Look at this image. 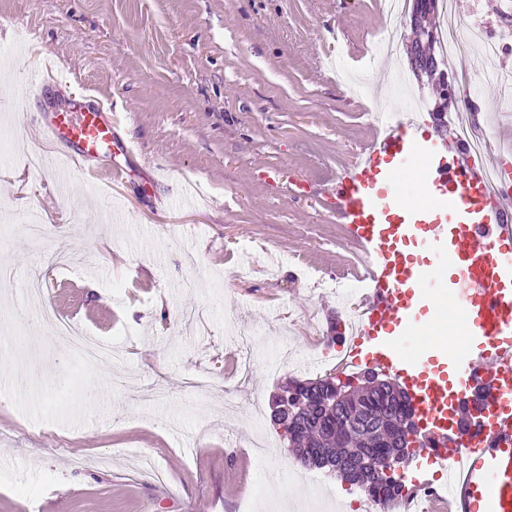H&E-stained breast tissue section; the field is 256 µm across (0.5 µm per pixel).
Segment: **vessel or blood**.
<instances>
[{"label":"vessel or blood","mask_w":512,"mask_h":512,"mask_svg":"<svg viewBox=\"0 0 512 512\" xmlns=\"http://www.w3.org/2000/svg\"><path fill=\"white\" fill-rule=\"evenodd\" d=\"M57 84L40 71L14 98L44 103L40 130L68 145V171L125 182L129 171L115 158L136 148L111 109L84 96L56 98ZM497 163L491 152L473 157L453 133L419 136L408 115L377 129L353 175L328 197L363 255L353 274L365 293L352 362L400 381L422 434L439 440L425 455L445 467L453 512H512V195L487 178ZM406 175L421 197L409 208ZM445 288L471 348L437 358L413 352L423 330L418 308ZM470 424L480 429L472 443Z\"/></svg>","instance_id":"1"}]
</instances>
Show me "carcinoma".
I'll return each instance as SVG.
<instances>
[{"mask_svg": "<svg viewBox=\"0 0 512 512\" xmlns=\"http://www.w3.org/2000/svg\"><path fill=\"white\" fill-rule=\"evenodd\" d=\"M331 378L315 379L299 390L304 408L293 423L292 443L300 462L315 465L319 455L336 458L344 468L342 480L369 489L375 501L403 499L405 484L379 474L373 463L399 447L409 416L407 397L393 386L369 388L327 407Z\"/></svg>", "mask_w": 512, "mask_h": 512, "instance_id": "1", "label": "carcinoma"}]
</instances>
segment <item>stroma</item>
I'll return each mask as SVG.
<instances>
[{"instance_id": "obj_1", "label": "stroma", "mask_w": 512, "mask_h": 512, "mask_svg": "<svg viewBox=\"0 0 512 512\" xmlns=\"http://www.w3.org/2000/svg\"><path fill=\"white\" fill-rule=\"evenodd\" d=\"M452 9L459 35L479 24L512 42L505 0ZM393 27L410 37L375 0H0V100L54 63L66 93L111 106L136 146L127 183L77 178L61 196L41 104L0 111L13 148L0 163V264L13 273L0 311L36 280L46 305L77 308L75 324L113 345L85 363L28 316L16 330L40 352L34 371L0 326V512H265L258 485L290 512L318 491L327 512L360 497L326 472L306 479L266 411L282 382L336 372V291L304 280L358 255L322 193L372 139L377 94L421 97L430 135L435 107H478L512 73V50L445 61L456 96L440 102L409 52L386 66L375 40ZM33 219L46 242L24 232ZM263 432L260 466L250 443Z\"/></svg>"}]
</instances>
